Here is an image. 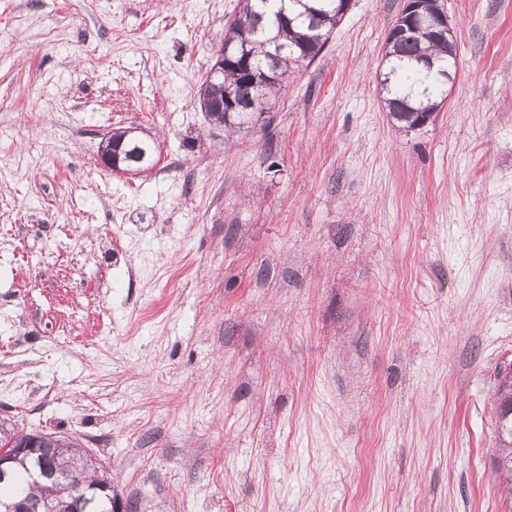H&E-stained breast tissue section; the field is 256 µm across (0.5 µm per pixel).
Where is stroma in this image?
Listing matches in <instances>:
<instances>
[{
    "mask_svg": "<svg viewBox=\"0 0 512 512\" xmlns=\"http://www.w3.org/2000/svg\"><path fill=\"white\" fill-rule=\"evenodd\" d=\"M240 0H0V421L134 512H512V0L390 121L404 0H352L235 135L195 95ZM136 127L158 163L104 167ZM499 401L498 412L506 431L504 440H501L495 459L496 470L510 476L512 494V378L511 382L500 383L497 392ZM511 414V415H510ZM511 426V436H510Z\"/></svg>",
    "mask_w": 512,
    "mask_h": 512,
    "instance_id": "stroma-1",
    "label": "stroma"
}]
</instances>
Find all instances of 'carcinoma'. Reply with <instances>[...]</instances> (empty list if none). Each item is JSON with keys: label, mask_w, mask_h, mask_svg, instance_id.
Listing matches in <instances>:
<instances>
[{"label": "carcinoma", "mask_w": 512, "mask_h": 512, "mask_svg": "<svg viewBox=\"0 0 512 512\" xmlns=\"http://www.w3.org/2000/svg\"><path fill=\"white\" fill-rule=\"evenodd\" d=\"M239 16L224 33V71L201 84L211 120L228 130L247 129L258 121L280 82L264 77L275 70L284 76L320 54L325 43L316 41L314 26L327 33L343 18L346 0H241ZM388 51L381 73L385 103L393 122L412 127L420 112L435 113L451 78L455 46L437 31L407 14L400 34L387 39ZM112 149L132 171L148 170L156 159L153 141L125 131L112 133ZM499 419L505 429L495 459L496 470L512 477V381L499 385ZM48 454L50 467L83 478L88 484L107 485L95 477L73 442L56 437ZM19 462L11 478L0 481V509L41 512L48 504L56 512L77 508L71 488L54 479L40 484L27 481Z\"/></svg>", "instance_id": "1"}]
</instances>
